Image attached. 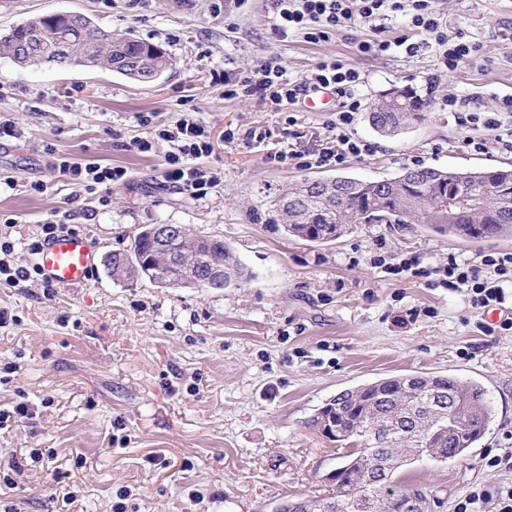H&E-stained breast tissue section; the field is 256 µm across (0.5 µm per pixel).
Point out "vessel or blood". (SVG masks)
Masks as SVG:
<instances>
[{"mask_svg":"<svg viewBox=\"0 0 512 512\" xmlns=\"http://www.w3.org/2000/svg\"><path fill=\"white\" fill-rule=\"evenodd\" d=\"M42 273L62 287L83 285L94 267V249L81 234H64L50 240L39 255Z\"/></svg>","mask_w":512,"mask_h":512,"instance_id":"obj_1","label":"vessel or blood"}]
</instances>
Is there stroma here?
I'll return each instance as SVG.
<instances>
[{"label":"stroma","mask_w":512,"mask_h":512,"mask_svg":"<svg viewBox=\"0 0 512 512\" xmlns=\"http://www.w3.org/2000/svg\"><path fill=\"white\" fill-rule=\"evenodd\" d=\"M449 32L481 44L482 56L444 72L434 48L409 56L360 53L367 39H392L402 14L381 28L357 25L318 43L302 32L275 33L274 0H0V33L32 17L78 12L99 27L128 32L167 54L151 83L100 68L21 67L0 57V120L21 139H0V169L16 172L0 190V232L16 244L54 220L75 225L97 257L129 247L150 224H181L194 236L224 239L252 274L230 288L161 287L115 280L103 264L77 288L47 298L32 282L0 283V409L27 402L30 418L0 433V467L17 463L12 486L0 481V512H273L286 500L326 495L342 453L310 427L337 393L399 374L452 373L481 384L494 417L461 460L416 462L400 482L426 485L430 512H457L472 489L512 485V469L490 466L512 453V332L480 328L465 293L435 285L426 270L449 255L477 263L512 251V237L465 242L421 224H364L330 243L288 236L274 203L305 178L386 179L403 169H478L512 165V148L467 145L463 112L499 111L512 96V0H437ZM277 58L299 79L326 57L358 69L362 107L350 127L371 154L326 168L270 162L287 150L316 149L330 136L336 100L276 112L259 100L228 99L214 72ZM393 88L425 102L421 119L386 136L370 108ZM188 107L212 134L214 151L198 167L221 173L207 196L164 184L170 150L134 147L142 119L161 128ZM257 139L246 140L248 131ZM76 161L128 171L108 203L50 171L47 148ZM49 181L41 196L34 180ZM384 266H375V256ZM416 259L419 275L387 273ZM16 372H8L7 364ZM43 452L33 462L31 449ZM74 492L67 504L57 485Z\"/></svg>","instance_id":"obj_1"}]
</instances>
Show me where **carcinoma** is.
Listing matches in <instances>:
<instances>
[{
  "mask_svg": "<svg viewBox=\"0 0 512 512\" xmlns=\"http://www.w3.org/2000/svg\"><path fill=\"white\" fill-rule=\"evenodd\" d=\"M0 56L16 57L27 66H86L112 69L117 59L134 61L123 76L143 83L155 80L170 61L157 47L129 33L105 31L88 18L69 22L60 13L23 21L0 35ZM423 104L408 89L383 94L369 113L379 132L397 133L409 120L422 117ZM405 177L363 180L338 177L332 184L305 179L288 186L277 200V215L285 231L298 239L313 241L310 232L351 233L361 224H423L440 235L479 241L512 235V169L490 168L453 171L433 167L405 169ZM458 196L452 216L444 217L433 204L441 196ZM187 264L195 240L186 236L170 242ZM210 262L224 269V287L239 286L251 279L233 249L224 240L210 237L204 245ZM159 265L148 240L140 233L130 249L112 253V276L138 281L151 279ZM340 402L325 403L311 419V427L335 447L344 449L342 484L348 487L343 507L325 509L336 494L317 500L320 512H359L353 504L366 495L376 498L375 512H399L400 505L387 501L362 481V467L387 463L406 449L405 460L461 459L478 442L492 421V407L484 388L448 375H405L377 385L366 383L343 391ZM383 429L406 427L397 444L366 439L365 423Z\"/></svg>",
  "mask_w": 512,
  "mask_h": 512,
  "instance_id": "obj_1",
  "label": "carcinoma"
}]
</instances>
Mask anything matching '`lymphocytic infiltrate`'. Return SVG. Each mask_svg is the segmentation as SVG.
I'll return each instance as SVG.
<instances>
[{"label": "lymphocytic infiltrate", "instance_id": "1", "mask_svg": "<svg viewBox=\"0 0 512 512\" xmlns=\"http://www.w3.org/2000/svg\"><path fill=\"white\" fill-rule=\"evenodd\" d=\"M280 33L305 32L312 41L328 39L333 32L361 24H373L386 19L389 14L401 12L409 18V30L394 40H365L359 43L361 53L371 56H388L398 49L407 54L418 53L420 43L411 41V31L424 33L439 53L442 65L455 70L460 64L476 60L481 53L478 43L465 40L462 35H449L434 7V0H275ZM215 80L223 82L224 96L228 99L256 98L274 110L298 102L301 96L312 91L327 90L339 100L336 116V133L321 148L297 154L296 151L275 154L277 162L303 156L307 167L338 166L350 157L369 154L371 147L352 137L349 128L361 107L360 72L339 60H323L316 64L304 78L290 80L277 61L260 62L252 69L240 73H215ZM173 146L166 159L162 177L166 183L178 187L192 196L207 195L218 182L217 170H204L197 166V159L213 152L210 131L191 115H183L161 129H146L136 142L138 151H151L155 140ZM51 166L86 193L109 195L113 184L126 181L127 171L94 161L77 162L64 155H53ZM15 245L0 241V280L10 285L22 282H39L44 296L54 294L51 283L45 282L37 263H15ZM442 286L450 289L465 288L474 313L483 314L491 306L502 305L504 283H512V252H498L482 256L479 263L458 261L449 256L447 264L434 268Z\"/></svg>", "mask_w": 512, "mask_h": 512}]
</instances>
